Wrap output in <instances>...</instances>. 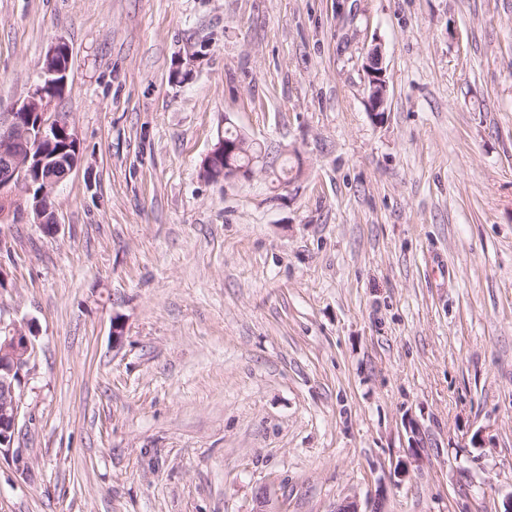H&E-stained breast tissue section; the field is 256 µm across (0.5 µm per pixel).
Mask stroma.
I'll list each match as a JSON object with an SVG mask.
<instances>
[{
    "mask_svg": "<svg viewBox=\"0 0 512 512\" xmlns=\"http://www.w3.org/2000/svg\"><path fill=\"white\" fill-rule=\"evenodd\" d=\"M60 40L83 159L57 233L0 223L39 331L0 512H502L512 0H0L1 117ZM228 124L288 184L205 180ZM363 69L367 76V107L373 117L381 122L387 112L388 85L380 46L374 45L368 51Z\"/></svg>",
    "mask_w": 512,
    "mask_h": 512,
    "instance_id": "35a3bbf8",
    "label": "stroma"
}]
</instances>
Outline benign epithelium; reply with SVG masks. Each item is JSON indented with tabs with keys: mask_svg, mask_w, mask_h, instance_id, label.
<instances>
[{
	"mask_svg": "<svg viewBox=\"0 0 512 512\" xmlns=\"http://www.w3.org/2000/svg\"><path fill=\"white\" fill-rule=\"evenodd\" d=\"M63 43L49 48L40 82L31 96L0 120V196L17 201L16 220L30 217L47 233H54L58 220L54 195L64 181L59 171L66 168L65 151H53V135L70 130L68 116L52 111L53 101L65 90L70 63L58 61ZM366 103L369 112L382 121L387 112L388 85L381 47L373 46L365 57ZM246 142H230L218 136L204 163L214 180L227 184L253 177V164L234 165L232 157L245 153ZM36 334L30 326L0 323V454L13 447L20 414L17 387L23 373L31 372Z\"/></svg>",
	"mask_w": 512,
	"mask_h": 512,
	"instance_id": "1",
	"label": "benign epithelium"
}]
</instances>
